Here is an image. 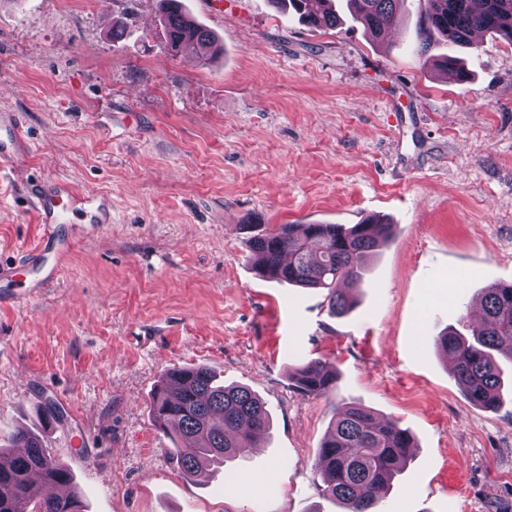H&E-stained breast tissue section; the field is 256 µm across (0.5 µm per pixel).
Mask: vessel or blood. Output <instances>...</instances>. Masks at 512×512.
Here are the masks:
<instances>
[{"label":"vessel or blood","instance_id":"obj_1","mask_svg":"<svg viewBox=\"0 0 512 512\" xmlns=\"http://www.w3.org/2000/svg\"><path fill=\"white\" fill-rule=\"evenodd\" d=\"M29 153L22 121L14 112L0 113V182L11 178ZM30 201L44 231L38 244L26 251L21 264L41 272L44 281L56 279L76 240L99 232L111 223L99 193L76 191L62 181L39 180L33 184ZM71 228L69 238H60L59 225Z\"/></svg>","mask_w":512,"mask_h":512}]
</instances>
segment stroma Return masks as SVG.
<instances>
[{
    "label": "stroma",
    "instance_id": "obj_1",
    "mask_svg": "<svg viewBox=\"0 0 512 512\" xmlns=\"http://www.w3.org/2000/svg\"><path fill=\"white\" fill-rule=\"evenodd\" d=\"M184 2L219 41L211 60L168 51L152 0H0V110L30 145L0 190V262L42 235L31 179L112 208L25 304L0 281V446L41 435L83 512H342L315 462L337 407L359 403L414 441L378 512H512V390L498 411L472 405L435 343L512 283V43L481 33L415 56L423 0L376 38L269 0ZM119 21L131 35L116 43ZM453 52L466 79L435 64ZM366 216L392 237L346 317L249 259V226ZM315 358L336 388L304 397L288 373ZM197 365L250 387L272 427L190 480L150 401L168 370Z\"/></svg>",
    "mask_w": 512,
    "mask_h": 512
}]
</instances>
